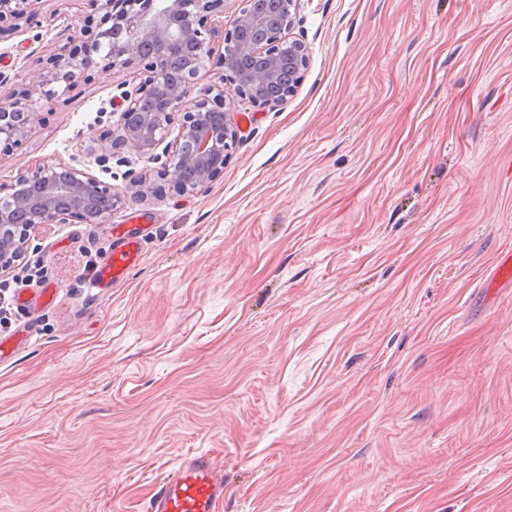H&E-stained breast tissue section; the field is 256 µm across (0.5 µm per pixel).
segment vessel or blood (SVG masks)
<instances>
[{"label":"vessel or blood","mask_w":512,"mask_h":512,"mask_svg":"<svg viewBox=\"0 0 512 512\" xmlns=\"http://www.w3.org/2000/svg\"><path fill=\"white\" fill-rule=\"evenodd\" d=\"M141 258L138 236L123 233L106 264L100 266L91 285L96 289L121 282ZM487 288L512 287V249L497 253L487 274ZM224 497V483L215 473L208 454L187 456L168 475L150 502V512H216Z\"/></svg>","instance_id":"obj_1"}]
</instances>
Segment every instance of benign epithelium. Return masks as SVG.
<instances>
[{
	"mask_svg": "<svg viewBox=\"0 0 512 512\" xmlns=\"http://www.w3.org/2000/svg\"><path fill=\"white\" fill-rule=\"evenodd\" d=\"M38 0H0V29L39 23ZM95 13L69 35L68 44L26 76L27 83L0 96V151L18 145L36 120L37 109L68 90L94 68L119 77L116 124L93 142L98 161L117 149L147 153L166 143L164 175L177 194L194 193L224 174L237 138L234 97L260 107L292 97L309 68V49L294 35L300 0H248L217 45L224 0H94ZM209 66L218 81L198 86ZM234 85L233 95L224 83ZM134 195L158 191L151 177L134 175ZM119 199L112 185L61 162H43L8 187L0 186V263L25 249L43 224H106L112 208H90L92 200Z\"/></svg>",
	"mask_w": 512,
	"mask_h": 512,
	"instance_id": "1",
	"label": "benign epithelium"
}]
</instances>
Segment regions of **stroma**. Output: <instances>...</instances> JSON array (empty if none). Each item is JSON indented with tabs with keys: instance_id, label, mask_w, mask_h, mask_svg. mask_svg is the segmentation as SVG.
<instances>
[{
	"instance_id": "stroma-1",
	"label": "stroma",
	"mask_w": 512,
	"mask_h": 512,
	"mask_svg": "<svg viewBox=\"0 0 512 512\" xmlns=\"http://www.w3.org/2000/svg\"><path fill=\"white\" fill-rule=\"evenodd\" d=\"M87 0L0 34V74L58 52ZM297 93L236 105L224 174L146 200L90 72L0 154V184L62 161L111 184L105 224H47L0 340V512H147L205 452L217 512H512V0H301ZM141 260L105 291L118 229ZM485 288H499L503 285L512 287V249L499 251L488 271Z\"/></svg>"
}]
</instances>
